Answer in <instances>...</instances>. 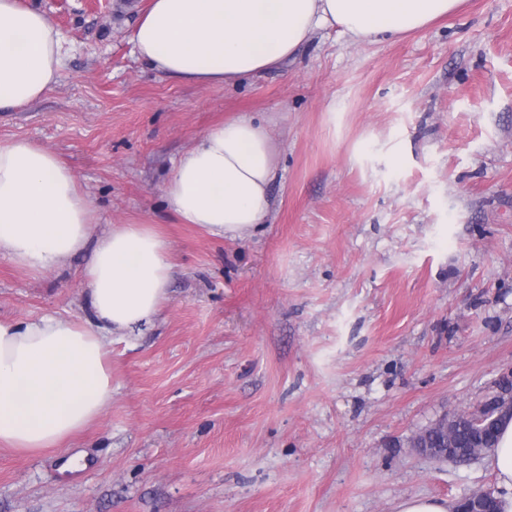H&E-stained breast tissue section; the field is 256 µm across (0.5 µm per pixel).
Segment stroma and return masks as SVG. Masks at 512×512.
Returning <instances> with one entry per match:
<instances>
[{
    "instance_id": "1",
    "label": "stroma",
    "mask_w": 512,
    "mask_h": 512,
    "mask_svg": "<svg viewBox=\"0 0 512 512\" xmlns=\"http://www.w3.org/2000/svg\"><path fill=\"white\" fill-rule=\"evenodd\" d=\"M66 49L0 112L109 224H145L180 273L140 335L108 339L112 401L65 451L0 449V512H393L494 488L484 456L409 440L512 377V0H466L401 40L314 36L239 87L153 72L147 0H23ZM272 124L263 224L219 237L164 189L214 124ZM88 253L34 275L0 256V318L88 316ZM80 454L85 468L63 470ZM455 502L414 496L398 502L393 512H454Z\"/></svg>"
}]
</instances>
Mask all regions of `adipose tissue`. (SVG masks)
<instances>
[{"mask_svg": "<svg viewBox=\"0 0 512 512\" xmlns=\"http://www.w3.org/2000/svg\"><path fill=\"white\" fill-rule=\"evenodd\" d=\"M463 0H149L131 34L137 57L164 77L235 85L287 65L319 31L348 42L404 37ZM63 39L43 11L0 0V111L21 109L57 83ZM277 169L268 123L236 117L177 160L165 187L181 223L239 234L270 210ZM92 212L72 171L24 138L0 143V255L38 274L91 247L82 271L87 319L0 320V446L58 448L112 400L106 331L152 322L177 274L168 241L143 224H114L88 242ZM502 512H512V419L487 457Z\"/></svg>", "mask_w": 512, "mask_h": 512, "instance_id": "ef3b65f1", "label": "adipose tissue"}]
</instances>
